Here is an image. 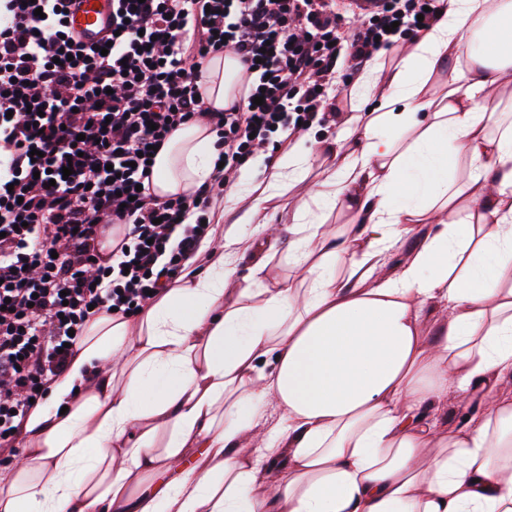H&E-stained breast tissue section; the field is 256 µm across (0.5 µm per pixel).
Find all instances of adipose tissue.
<instances>
[{
	"mask_svg": "<svg viewBox=\"0 0 512 512\" xmlns=\"http://www.w3.org/2000/svg\"><path fill=\"white\" fill-rule=\"evenodd\" d=\"M238 72L226 52L204 61L209 111L234 100ZM510 72L512 0H444L398 64L367 61L334 137L243 167L233 221L175 282L136 318L91 319L25 419L21 464L0 470V512H512V398L497 393L512 378V123L491 95ZM215 141L201 122L175 131L153 194L210 182ZM319 156L313 204L293 214L290 280L267 212ZM462 159L474 170L461 182ZM344 208L360 227L340 243L326 222ZM418 224L424 240L386 272ZM476 392L481 420L432 423ZM417 231L405 237L396 248L392 249L385 255L386 270L392 272L394 269L403 264L414 247L418 239L427 232L428 225L420 224L417 226Z\"/></svg>",
	"mask_w": 512,
	"mask_h": 512,
	"instance_id": "obj_1",
	"label": "adipose tissue"
}]
</instances>
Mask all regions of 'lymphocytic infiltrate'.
Listing matches in <instances>:
<instances>
[{"instance_id":"1","label":"lymphocytic infiltrate","mask_w":512,"mask_h":512,"mask_svg":"<svg viewBox=\"0 0 512 512\" xmlns=\"http://www.w3.org/2000/svg\"><path fill=\"white\" fill-rule=\"evenodd\" d=\"M70 2L0 0L4 450L95 314L135 315L182 273L217 191L257 150L277 132L336 118L337 71L418 38L441 9L440 0H379L352 26L336 0H112L104 51L67 25ZM224 50L242 67L243 92L210 112L199 66ZM195 122L217 132L223 166L192 194L158 199L144 186L150 161Z\"/></svg>"}]
</instances>
